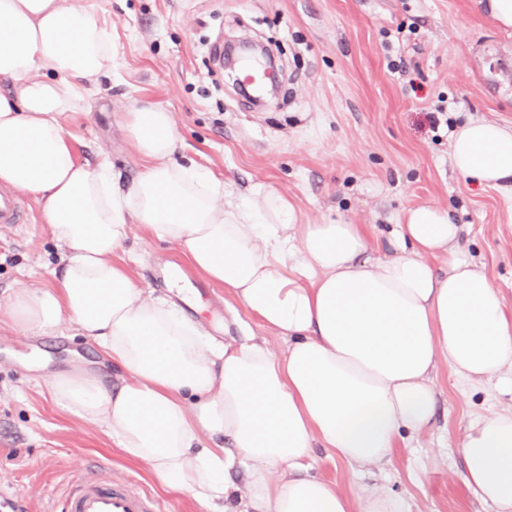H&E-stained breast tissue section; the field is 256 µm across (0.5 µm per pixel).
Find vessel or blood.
<instances>
[{"instance_id":"1","label":"vessel or blood","mask_w":512,"mask_h":512,"mask_svg":"<svg viewBox=\"0 0 512 512\" xmlns=\"http://www.w3.org/2000/svg\"><path fill=\"white\" fill-rule=\"evenodd\" d=\"M26 214L19 199L0 192V224L24 223ZM65 512H163L159 499L129 481L84 478L70 491Z\"/></svg>"}]
</instances>
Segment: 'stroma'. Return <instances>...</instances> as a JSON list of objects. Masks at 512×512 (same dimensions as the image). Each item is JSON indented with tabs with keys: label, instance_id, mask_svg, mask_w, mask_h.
Listing matches in <instances>:
<instances>
[{
	"label": "stroma",
	"instance_id": "stroma-1",
	"mask_svg": "<svg viewBox=\"0 0 512 512\" xmlns=\"http://www.w3.org/2000/svg\"><path fill=\"white\" fill-rule=\"evenodd\" d=\"M112 37L116 72L101 77L62 124L76 160L108 157L122 187L141 156L122 115L147 101L172 112L186 148L241 193L269 185L313 224L344 219L387 233L408 207L431 202L460 224L462 241L512 307V189L472 183L451 164V128L471 116L512 127V29L497 28L480 0H76ZM247 37L279 63L274 93L249 102L237 71L210 53ZM403 69H396V62ZM444 106L445 125L426 119ZM27 224H0V300L50 285L59 266L41 207L22 194ZM150 298L174 299L164 278L177 270L196 293L186 314L216 341L263 336L284 343L225 290L209 283L174 245L132 227L119 253ZM105 356L71 321L33 337L0 322V485L30 512H62L69 482L107 470L145 488L171 512H206L161 491L146 467L123 458L102 429L63 413L45 388L74 363L101 368ZM432 427L398 448L390 464L355 472L320 447L311 473L348 493L382 484L412 512H490L469 493L457 446L469 419L512 408L496 383L469 388L448 370L436 379Z\"/></svg>",
	"mask_w": 512,
	"mask_h": 512
}]
</instances>
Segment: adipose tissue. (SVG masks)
Returning <instances> with one entry per match:
<instances>
[{
  "mask_svg": "<svg viewBox=\"0 0 512 512\" xmlns=\"http://www.w3.org/2000/svg\"><path fill=\"white\" fill-rule=\"evenodd\" d=\"M112 65L91 9L0 0V185L39 202L62 256L52 285L1 306L35 336L75 323L118 378L74 367L48 381L55 405L208 512L237 493L245 512H411L384 486L350 494L310 476L309 459L318 444L355 471L382 465L399 438L429 428L440 368L467 384L512 371V308L459 225L430 204L384 239L363 224L303 223L274 188L244 196L177 162L173 115L155 105L125 115L143 165L121 188L108 160L74 159L61 123ZM450 149L473 183H512V129L471 118ZM135 225L176 245L284 349L254 336L213 344L175 303L147 298L116 260ZM457 452L472 494L512 512V410L472 418ZM237 468L252 473L242 492L227 480Z\"/></svg>",
  "mask_w": 512,
  "mask_h": 512,
  "instance_id": "1",
  "label": "adipose tissue"
}]
</instances>
